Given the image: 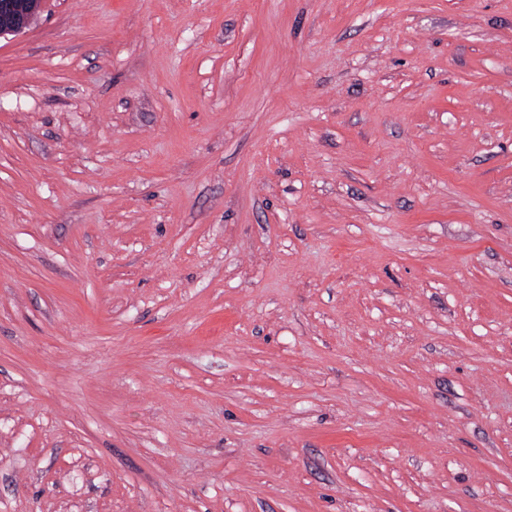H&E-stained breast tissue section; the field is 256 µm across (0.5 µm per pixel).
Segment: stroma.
<instances>
[{
	"mask_svg": "<svg viewBox=\"0 0 512 512\" xmlns=\"http://www.w3.org/2000/svg\"><path fill=\"white\" fill-rule=\"evenodd\" d=\"M0 512H512V0L0 38Z\"/></svg>",
	"mask_w": 512,
	"mask_h": 512,
	"instance_id": "stroma-1",
	"label": "stroma"
}]
</instances>
